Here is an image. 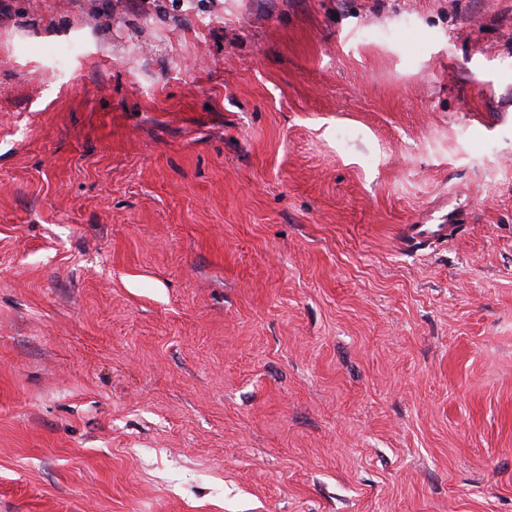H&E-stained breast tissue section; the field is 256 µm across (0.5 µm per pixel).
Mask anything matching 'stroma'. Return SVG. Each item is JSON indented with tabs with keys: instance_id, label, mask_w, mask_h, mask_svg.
<instances>
[{
	"instance_id": "obj_1",
	"label": "stroma",
	"mask_w": 512,
	"mask_h": 512,
	"mask_svg": "<svg viewBox=\"0 0 512 512\" xmlns=\"http://www.w3.org/2000/svg\"><path fill=\"white\" fill-rule=\"evenodd\" d=\"M0 1V512H512V0ZM463 224H408L401 237L402 244H418L422 241L439 243L459 231Z\"/></svg>"
}]
</instances>
